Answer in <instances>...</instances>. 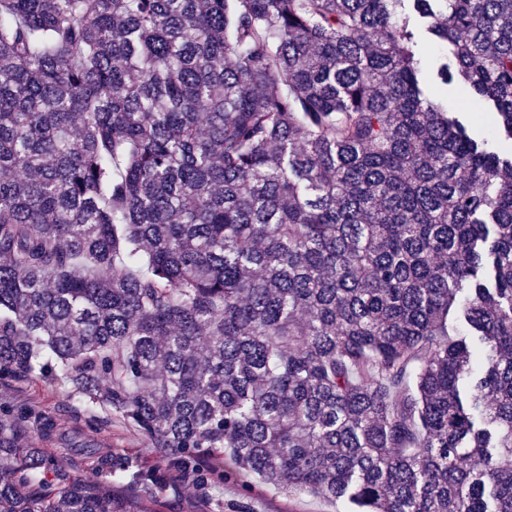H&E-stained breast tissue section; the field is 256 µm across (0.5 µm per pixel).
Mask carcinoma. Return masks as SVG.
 <instances>
[{"instance_id": "cac0c4a2", "label": "carcinoma", "mask_w": 512, "mask_h": 512, "mask_svg": "<svg viewBox=\"0 0 512 512\" xmlns=\"http://www.w3.org/2000/svg\"><path fill=\"white\" fill-rule=\"evenodd\" d=\"M407 0H0V374L352 512H512V149ZM512 141V0H413ZM0 418V512H162ZM417 24L419 52L422 60V66L428 71H436L441 63L446 61L448 56V65L451 66L452 59L448 54V48L433 42L420 23Z\"/></svg>"}]
</instances>
